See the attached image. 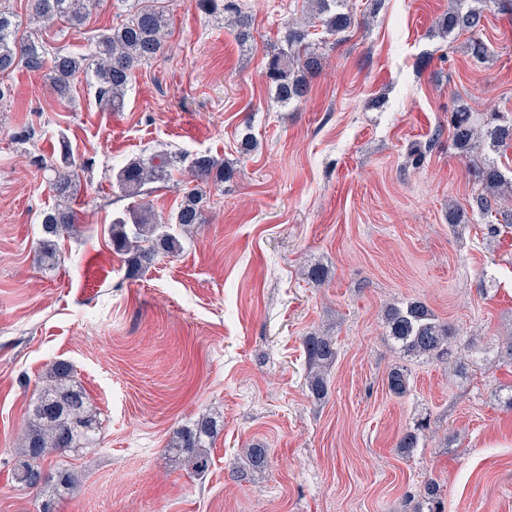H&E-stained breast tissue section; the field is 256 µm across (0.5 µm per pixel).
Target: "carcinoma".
Returning a JSON list of instances; mask_svg holds the SVG:
<instances>
[{"label":"carcinoma","instance_id":"carcinoma-1","mask_svg":"<svg viewBox=\"0 0 512 512\" xmlns=\"http://www.w3.org/2000/svg\"><path fill=\"white\" fill-rule=\"evenodd\" d=\"M456 0L437 22L444 35L455 31L469 34L468 50L472 58L481 61L488 48L481 37L484 10L491 5L512 10V0ZM196 7L210 15H233L239 36L247 37L249 16L237 0H195ZM307 16L294 20L286 27L285 47L272 54L266 63V76L275 89L278 102L292 105L305 99L310 78L323 69V56L308 41L309 28L321 26L331 36H345L363 21L346 9L344 0H305ZM93 0H30L27 20L0 10V100L9 96L10 86L4 77L19 67L30 70L43 68L47 48L28 34L32 25H50L61 19L73 29L81 28ZM167 18L157 0H137L130 16L119 25L97 36L87 54L56 52L49 80L58 96H68L71 79L78 73L93 75L98 100L119 110L124 106L125 93L133 70L160 55L165 46ZM451 138L473 169L479 189L471 196V215L485 220L493 215L502 221L486 225L487 235L496 237L512 229V210H504L507 196L512 195V178L506 177L498 163L482 155L484 147L499 151L512 143V119L498 112L477 116L468 106L461 105L449 119ZM184 168L183 195L180 207L170 221L160 223L137 197L147 185L166 182L179 164ZM47 173L49 189L57 199L55 207L40 215V238L36 260L53 266L59 261L58 241L77 231L78 218L70 205L77 174V162L68 143L61 145L56 161H39ZM234 174L233 164L207 152L191 159L164 151L148 158H134L115 173L114 181L123 196L132 199L127 208L112 219L110 239L112 250L123 256L128 273L136 276L149 269L158 259L179 254L183 235L197 224L205 223L206 188L222 185ZM386 334L395 349L409 360L436 359L453 366L461 377L468 374L466 351L455 348L451 327L439 320L433 310L419 300L390 304L384 313ZM306 363V387L315 401L329 392L328 371L336 362V337L309 332L302 339ZM388 391L402 397L410 390L408 370L402 366L387 374ZM427 425L418 423L403 431L397 448L411 455L420 447ZM217 423L205 418L192 426H182L175 432L172 447L187 455L195 475L202 477L210 467L207 440L214 437ZM100 421L97 411L84 388L74 379L73 366L57 360L48 368L42 386L30 400L25 426L17 438L12 457L16 480L38 496L46 489L64 493L76 483L77 476L69 469L49 472L38 485L28 483L32 472L42 470L50 456L63 457L84 448H93L98 441ZM251 465L259 467L267 459V449L252 444L243 449ZM423 504L427 512H442L441 486L430 478L423 485Z\"/></svg>","mask_w":512,"mask_h":512}]
</instances>
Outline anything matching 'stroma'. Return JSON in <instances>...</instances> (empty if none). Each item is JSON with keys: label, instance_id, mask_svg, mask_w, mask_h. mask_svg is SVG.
Returning a JSON list of instances; mask_svg holds the SVG:
<instances>
[{"label": "stroma", "instance_id": "35a3bbf8", "mask_svg": "<svg viewBox=\"0 0 512 512\" xmlns=\"http://www.w3.org/2000/svg\"><path fill=\"white\" fill-rule=\"evenodd\" d=\"M165 50L139 66L125 105L100 104L90 75L68 97L46 70L20 68L0 101V512H39L6 461L49 365L75 368L97 407L99 443L61 458L79 482L54 512H418L437 480L444 512H512V411L496 398L512 367L477 359L455 377L411 363L403 397L385 384L401 364L386 305L425 302L456 335L497 349L512 340V232L483 221L452 230L449 205L476 188L445 129L459 105L512 113V12L487 11L484 63L467 37L435 27L454 0H381L344 41L311 30L325 63L302 103H277L265 66L303 0H243L252 37L195 0H164ZM114 0H96L80 29L55 23L48 51L86 52L117 25ZM28 129L29 140H18ZM254 151L241 154L244 134ZM86 161L72 202L80 236L62 238L50 270L34 259L38 215L54 206L37 159L60 140ZM430 144L406 163L411 143ZM207 152L236 164L210 190L206 222L182 253L129 276L109 227L128 205L112 171L159 150ZM320 264L329 277L306 279ZM494 285L481 292L482 274ZM335 336L327 398L306 388L302 338ZM214 418L205 477L174 467L182 425ZM427 421L413 456L401 433ZM260 442L264 466L241 448Z\"/></svg>", "mask_w": 512, "mask_h": 512}]
</instances>
